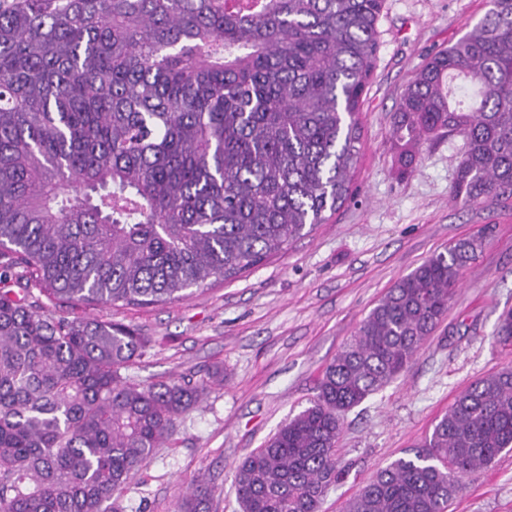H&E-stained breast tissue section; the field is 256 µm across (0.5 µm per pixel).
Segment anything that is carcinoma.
<instances>
[{
    "label": "carcinoma",
    "instance_id": "obj_1",
    "mask_svg": "<svg viewBox=\"0 0 512 512\" xmlns=\"http://www.w3.org/2000/svg\"><path fill=\"white\" fill-rule=\"evenodd\" d=\"M385 0H0V512H121L207 380L130 383L145 337L53 317L8 285L86 308L155 306L260 265L349 198ZM463 138L452 199H512V0L434 54L393 114L397 173ZM489 228L399 278L309 406L236 466L241 512H320L341 413L396 380L448 313ZM512 343V309L497 320ZM512 449V368L471 383L423 444L344 512H448ZM196 486L177 512H208Z\"/></svg>",
    "mask_w": 512,
    "mask_h": 512
}]
</instances>
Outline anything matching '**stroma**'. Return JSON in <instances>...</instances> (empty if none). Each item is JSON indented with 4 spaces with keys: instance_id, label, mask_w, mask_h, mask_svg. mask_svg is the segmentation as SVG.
Returning <instances> with one entry per match:
<instances>
[{
    "instance_id": "obj_1",
    "label": "stroma",
    "mask_w": 512,
    "mask_h": 512,
    "mask_svg": "<svg viewBox=\"0 0 512 512\" xmlns=\"http://www.w3.org/2000/svg\"><path fill=\"white\" fill-rule=\"evenodd\" d=\"M488 0H386L380 48L366 89L352 192L328 223L239 278L165 305L99 307V319L146 336L122 374L150 384L206 378L224 385L180 417L146 468L117 494L123 512H173L196 485L212 490L209 512H239L234 470L307 407L324 367L388 288L451 242L489 230L463 269L448 314L410 366L346 413L337 442L341 479L322 512H342L375 474L418 447L474 380L512 367L495 338L512 309V200L465 207L452 199L463 140L425 143L412 173L398 177L392 115L403 89L436 52L457 42ZM448 512H512V451L465 477Z\"/></svg>"
}]
</instances>
